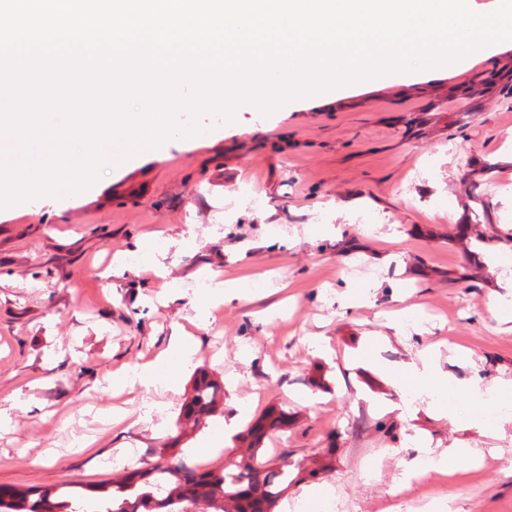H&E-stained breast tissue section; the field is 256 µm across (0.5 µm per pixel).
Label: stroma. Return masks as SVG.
Instances as JSON below:
<instances>
[{
    "label": "stroma",
    "instance_id": "1",
    "mask_svg": "<svg viewBox=\"0 0 512 512\" xmlns=\"http://www.w3.org/2000/svg\"><path fill=\"white\" fill-rule=\"evenodd\" d=\"M512 48L455 71L425 69L359 82L321 103L292 100L265 114L241 108L199 120L200 133L104 170L75 199L34 198L0 208V486L63 494L151 467L176 448L187 465L200 441L244 399L252 416L286 408L288 428L267 437L265 458L312 466L318 483L358 512H385L405 469L432 447L491 449L483 463L428 472L433 495L410 512H512V422L491 440L470 424L465 394L455 420L425 406L400 413L402 389L355 352L381 337L383 361L406 364L432 345L458 380L512 379V308L494 311L496 276L474 253L512 260V97L462 98ZM252 183L263 204L238 193ZM488 214L485 244L459 222ZM326 229L315 232L318 223ZM137 264H130V257ZM167 268L155 277L152 262ZM245 278V299L216 304L196 324L200 278ZM367 292L353 305L348 294ZM414 308L420 332L390 338L389 314ZM197 339L200 368L224 388V407L195 430L179 413L194 372L166 393L169 428L112 427L107 412L141 410L154 393L111 386L113 374L165 349L180 330ZM324 339V350L309 346ZM254 359L242 364L238 354ZM318 395L307 406L299 394ZM88 448L73 451L75 433Z\"/></svg>",
    "mask_w": 512,
    "mask_h": 512
}]
</instances>
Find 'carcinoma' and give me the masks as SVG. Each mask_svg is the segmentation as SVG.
<instances>
[{
    "label": "carcinoma",
    "mask_w": 512,
    "mask_h": 512,
    "mask_svg": "<svg viewBox=\"0 0 512 512\" xmlns=\"http://www.w3.org/2000/svg\"><path fill=\"white\" fill-rule=\"evenodd\" d=\"M218 390L202 371L193 395L181 407V420L195 426L213 413ZM288 427V412L271 408L252 422L234 459L222 469L198 472L174 456L114 481L87 501L79 493L67 500L48 494L33 498L16 489L0 494V512H189L207 503L212 512H274L288 490V470L259 459V447L269 434Z\"/></svg>",
    "instance_id": "1"
}]
</instances>
